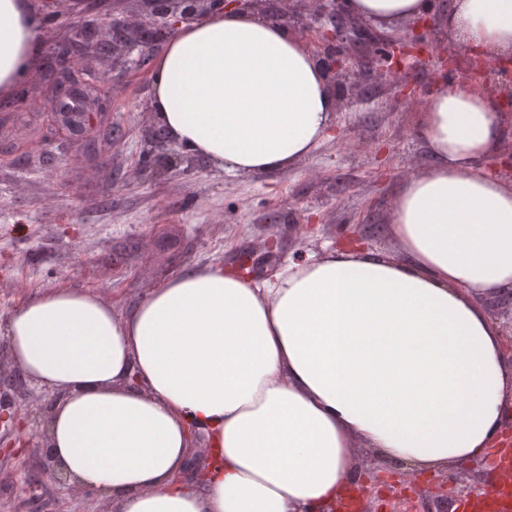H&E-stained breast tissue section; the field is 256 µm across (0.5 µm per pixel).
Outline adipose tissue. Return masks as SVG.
Here are the masks:
<instances>
[{
	"instance_id": "ef3b65f1",
	"label": "adipose tissue",
	"mask_w": 512,
	"mask_h": 512,
	"mask_svg": "<svg viewBox=\"0 0 512 512\" xmlns=\"http://www.w3.org/2000/svg\"><path fill=\"white\" fill-rule=\"evenodd\" d=\"M378 28L427 0H345ZM37 0H0V98L33 77ZM457 44L512 52V0H453ZM151 108L168 137L235 174L293 167L336 119L315 54L283 24L228 9L180 23ZM422 135L434 160L392 208L391 257L344 246L255 284L190 268L123 315L51 289L6 326L13 362L52 401L54 459L112 512H328L361 482L360 449L418 478L495 454L512 355L486 306L512 293V185L484 174L507 131L495 97L439 86ZM202 479L173 482L196 434Z\"/></svg>"
}]
</instances>
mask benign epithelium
Returning a JSON list of instances; mask_svg holds the SVG:
<instances>
[{"mask_svg": "<svg viewBox=\"0 0 512 512\" xmlns=\"http://www.w3.org/2000/svg\"><path fill=\"white\" fill-rule=\"evenodd\" d=\"M143 4L142 17L130 21L112 16L110 21L99 25L76 17L67 18L68 37L59 45L47 70L46 77L55 90L54 102L62 99L80 103L77 112L81 116L79 126L67 120V113L52 109L53 125L67 132L78 141L91 142L97 129V116L103 110L98 95L80 83L70 82L66 76L77 58L89 56L124 58V64L140 70L143 68L149 49L172 33L175 26L191 21L205 13H214L234 6L250 10L284 25L298 27L303 41L318 48L321 62L331 79H350L363 72H371L378 79L393 81L402 96L415 97L412 84L404 77V63L410 56H428L438 67L446 71L455 64L461 47L426 39L424 32L433 25L434 18L419 17L413 20L402 35L379 37L364 23H358L344 13V0H280L273 7L272 0H139ZM332 22V27L321 24L323 19ZM139 51L136 59L131 58ZM512 54L507 57H472L468 69L467 88L488 92L501 97L507 112L505 120L512 123ZM171 140L157 127L151 131L149 146L157 157L161 170L173 164L169 152ZM496 173L501 179L512 183V149L499 153ZM370 237V226L359 229H344L339 233V242L358 246Z\"/></svg>", "mask_w": 512, "mask_h": 512, "instance_id": "obj_1", "label": "benign epithelium"}]
</instances>
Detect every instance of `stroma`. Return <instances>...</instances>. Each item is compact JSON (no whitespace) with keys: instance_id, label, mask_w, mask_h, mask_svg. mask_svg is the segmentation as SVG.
<instances>
[{"instance_id":"35a3bbf8","label":"stroma","mask_w":512,"mask_h":512,"mask_svg":"<svg viewBox=\"0 0 512 512\" xmlns=\"http://www.w3.org/2000/svg\"><path fill=\"white\" fill-rule=\"evenodd\" d=\"M89 0H54L44 14L48 32L37 75L12 100L0 99V327L33 294L79 289L100 295L123 314L146 292L178 272L208 264L237 269L244 253L263 263L259 281L273 280L289 263L335 248L341 224H369L368 249L396 255L390 231L394 198L403 181L426 170L419 117L428 96L444 81L462 82L469 58L451 72L411 59L406 73L415 102L390 81L363 76V102L349 107L337 91L336 124L294 167L235 175L197 158L188 174L165 175L149 151L156 127L151 110V66L126 70L108 58L77 61L78 80L95 83L108 103L97 151L58 132L50 120L51 87L40 72L58 45L66 16ZM277 236L280 247L266 253ZM10 358L0 335V408L24 414L0 425V512H106L97 495L76 492L46 476L40 448L29 446L36 424L25 415L47 403ZM370 498L354 512H426L434 485L429 474L409 485L406 502L382 501L377 479H400V469L374 452L361 461Z\"/></svg>"}]
</instances>
